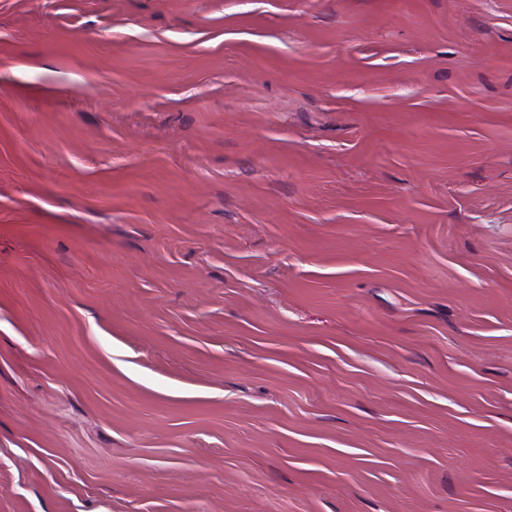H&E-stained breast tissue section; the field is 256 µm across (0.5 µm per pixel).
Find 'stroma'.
<instances>
[{
    "label": "stroma",
    "mask_w": 512,
    "mask_h": 512,
    "mask_svg": "<svg viewBox=\"0 0 512 512\" xmlns=\"http://www.w3.org/2000/svg\"><path fill=\"white\" fill-rule=\"evenodd\" d=\"M0 512H512V0H0Z\"/></svg>",
    "instance_id": "stroma-1"
}]
</instances>
